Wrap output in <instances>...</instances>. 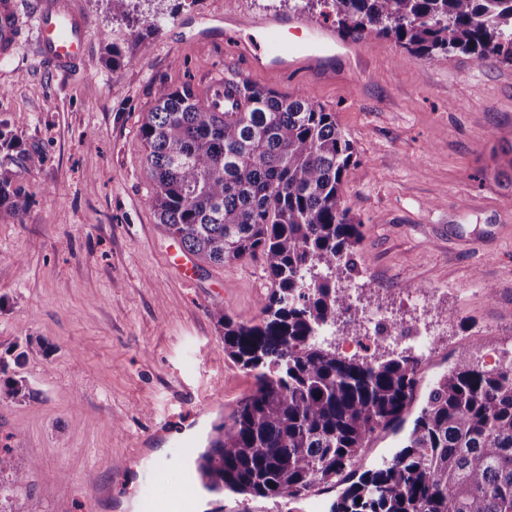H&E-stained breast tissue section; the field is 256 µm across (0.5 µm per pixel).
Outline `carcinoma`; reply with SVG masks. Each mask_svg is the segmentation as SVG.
Here are the masks:
<instances>
[{"label": "carcinoma", "mask_w": 512, "mask_h": 512, "mask_svg": "<svg viewBox=\"0 0 512 512\" xmlns=\"http://www.w3.org/2000/svg\"><path fill=\"white\" fill-rule=\"evenodd\" d=\"M138 46L158 21L110 0ZM339 29L393 41L428 62L460 52L478 64L512 62V0H323ZM112 70L134 57L108 49ZM242 112L187 86L164 90L140 126L158 224L199 260L215 265L262 256L271 280L260 316L217 311L224 355L253 373L255 386L201 455L204 486L244 497L297 501L356 474L374 435L403 421L419 386L418 357L401 351L345 357L323 338L347 325L343 283L363 224L342 204L354 147L336 114L237 80ZM0 127V210L20 214L26 193L7 162L35 165ZM22 385L0 378V401ZM11 473L3 481L4 472ZM0 454V512L25 484ZM330 512H512V353L493 370L460 354L425 391L404 444L363 472Z\"/></svg>", "instance_id": "obj_1"}]
</instances>
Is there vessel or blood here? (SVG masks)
<instances>
[{
  "instance_id": "b4317fda",
  "label": "vessel or blood",
  "mask_w": 512,
  "mask_h": 512,
  "mask_svg": "<svg viewBox=\"0 0 512 512\" xmlns=\"http://www.w3.org/2000/svg\"><path fill=\"white\" fill-rule=\"evenodd\" d=\"M30 22L37 33V50L51 68L71 71L79 67L86 55L88 19L79 0H34ZM259 36L241 42V50L252 65L261 69H295L304 67L323 75L332 70L321 51L333 42L329 30L315 29L300 18L268 16L254 22ZM300 32L292 43L289 32ZM22 26L16 0H0V58L9 57L18 45Z\"/></svg>"
}]
</instances>
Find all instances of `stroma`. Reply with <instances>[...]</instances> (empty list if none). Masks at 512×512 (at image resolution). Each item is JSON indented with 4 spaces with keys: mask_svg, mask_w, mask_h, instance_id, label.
Masks as SVG:
<instances>
[{
    "mask_svg": "<svg viewBox=\"0 0 512 512\" xmlns=\"http://www.w3.org/2000/svg\"><path fill=\"white\" fill-rule=\"evenodd\" d=\"M89 20L79 69L42 62L34 30L0 60V123L40 164H11L28 194L0 212V363L25 399L0 403V451L27 470L42 512H137L166 490L238 512H329L333 492L291 503L244 500L188 480L179 443L231 418L253 375L224 354L220 309L260 315L262 259L172 269L181 244L147 204L139 129L159 93L209 95L233 76L301 92L355 147L342 202L363 225L358 299L405 325L446 318L420 358L421 384L460 352L485 368L512 350V66L451 54L429 63L389 40L337 30L322 6L302 11L335 31L336 75L258 69L227 20L293 16L286 0H143L157 19L132 64L112 70L105 46L128 30L108 0H81ZM420 298L405 306L407 292Z\"/></svg>",
    "mask_w": 512,
    "mask_h": 512,
    "instance_id": "35a3bbf8",
    "label": "stroma"
}]
</instances>
